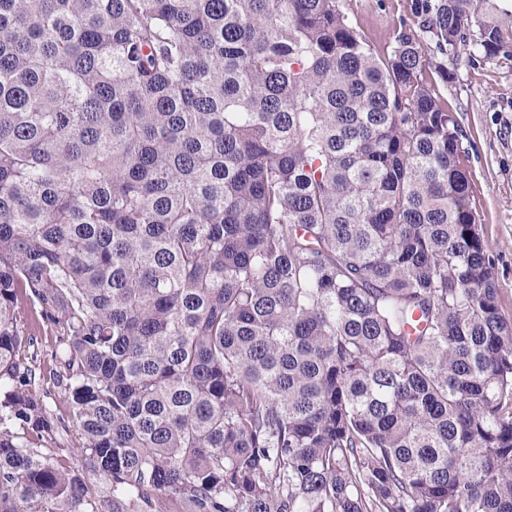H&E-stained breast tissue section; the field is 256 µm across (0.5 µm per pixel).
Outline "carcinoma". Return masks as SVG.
<instances>
[{
    "instance_id": "carcinoma-1",
    "label": "carcinoma",
    "mask_w": 512,
    "mask_h": 512,
    "mask_svg": "<svg viewBox=\"0 0 512 512\" xmlns=\"http://www.w3.org/2000/svg\"><path fill=\"white\" fill-rule=\"evenodd\" d=\"M413 6L379 57L343 0H0V512H96L37 450L71 426L112 512H512V315L426 80L512 14ZM17 315L18 323L23 327L28 329L29 331L35 328L36 336L38 337V364L39 360H41V368L47 374L49 379L48 372L50 370L55 369V362L52 361L51 354L54 350L56 340H57V331L53 325H50L46 322H42L39 318V323L34 320V315L32 314V309L29 304L22 302L18 304V307L15 310Z\"/></svg>"
}]
</instances>
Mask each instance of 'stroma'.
Wrapping results in <instances>:
<instances>
[{"label": "stroma", "mask_w": 512, "mask_h": 512, "mask_svg": "<svg viewBox=\"0 0 512 512\" xmlns=\"http://www.w3.org/2000/svg\"><path fill=\"white\" fill-rule=\"evenodd\" d=\"M349 16L377 53L389 52L398 27L418 30L412 0H346ZM452 77L436 89L455 112L464 131L462 146L470 157L475 206L491 241L499 299L512 314V61L476 56L451 64ZM75 432L61 433L52 454L81 471L97 512H111L112 489L99 474L83 469Z\"/></svg>", "instance_id": "1"}]
</instances>
